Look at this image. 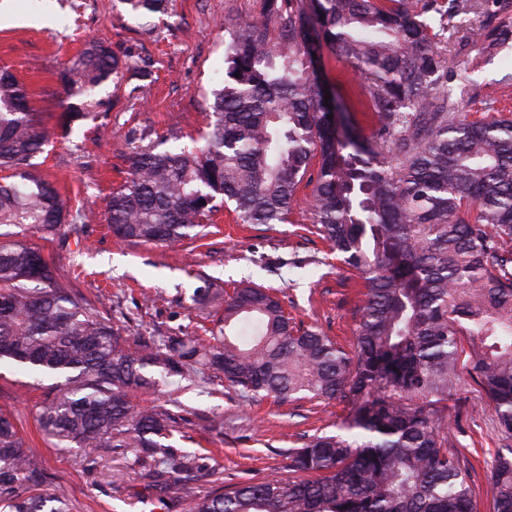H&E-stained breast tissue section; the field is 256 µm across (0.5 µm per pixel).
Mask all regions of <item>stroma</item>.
Wrapping results in <instances>:
<instances>
[{"label":"stroma","mask_w":512,"mask_h":512,"mask_svg":"<svg viewBox=\"0 0 512 512\" xmlns=\"http://www.w3.org/2000/svg\"><path fill=\"white\" fill-rule=\"evenodd\" d=\"M261 9V0H171L167 15L138 17L120 0H0V68H9L26 85L31 108L49 128L40 169L71 210L94 213L80 245L58 248L33 229L25 239L59 270L76 272V289L98 300L128 334L193 332L204 321L192 305L195 288L208 283L230 291L248 284L278 289L297 324L321 329L343 347L352 343L362 281L319 236L308 187H300L287 221L269 227L239 223L233 210L224 208L208 221L203 237L169 246L124 243L107 228L108 198L128 176L130 139L143 133L152 142L174 136L187 146L199 138L224 78L228 25L258 18ZM89 40L142 58L154 81L139 97L132 95L129 78L106 81L99 93L112 96V111L77 122L67 133L61 126L59 63ZM322 72L347 122L372 130L371 114L358 105L355 87L335 57L323 55ZM473 78V93L497 98L512 110V49L484 59ZM146 291L156 297L149 307L143 304ZM51 385L48 379L35 383L19 368L1 367L0 411L15 417L32 452L42 458L43 490L71 501L77 512H185L192 498L287 477L291 449L346 413L339 402L303 399L282 405L271 397L256 402L220 381L175 382L137 395L140 405H162L182 415L174 446L206 457L207 474L181 482L162 501L139 479L134 452L53 447L35 421ZM448 413L456 418L448 446L470 469L475 512H494L487 477L498 450L512 441L499 431L492 403L471 379L452 391Z\"/></svg>","instance_id":"stroma-1"}]
</instances>
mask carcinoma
<instances>
[{
	"instance_id": "carcinoma-1",
	"label": "carcinoma",
	"mask_w": 512,
	"mask_h": 512,
	"mask_svg": "<svg viewBox=\"0 0 512 512\" xmlns=\"http://www.w3.org/2000/svg\"><path fill=\"white\" fill-rule=\"evenodd\" d=\"M140 16L168 0H120ZM263 0L259 18L233 24L224 80L208 130L190 151L131 140L129 178L112 191L107 222L120 240L168 244L199 235L204 219L233 205L245 224H280L301 185L336 259L363 282L352 350L296 325L277 293L209 285L192 305L221 314L199 336H125L73 289L39 250L12 237L34 228L68 245L77 214L36 158L48 141L23 83L0 70V363L56 379L37 416L56 448L133 449L161 493L200 473L201 455L169 444L176 415L134 394L171 377L228 383L285 404H346L338 432L313 435L278 476L195 498L187 512H474L468 470L448 448V392L467 369L512 437V118H468L452 96L446 33L478 6L503 0ZM466 41L481 55L512 44V26L479 25ZM354 75L373 114L366 134L336 132L325 106L318 49ZM125 71H152L87 44L63 63L62 105L72 121L112 106L96 89ZM318 161L316 174L310 173ZM472 337L460 363L458 336ZM41 461L16 419L0 411V512H73L43 492ZM495 512H512V448L490 471Z\"/></svg>"
}]
</instances>
